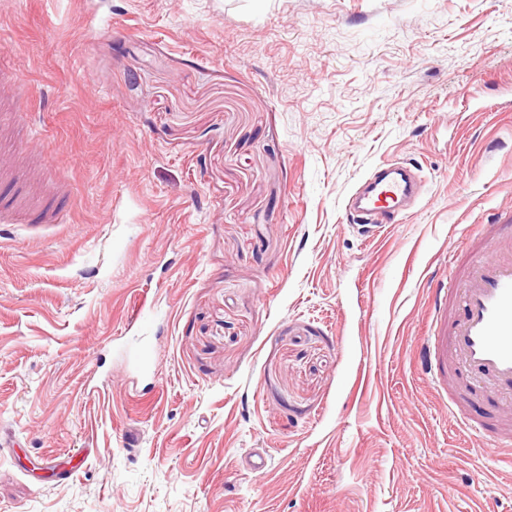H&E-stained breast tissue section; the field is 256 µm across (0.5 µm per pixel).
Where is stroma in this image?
Here are the masks:
<instances>
[{
    "mask_svg": "<svg viewBox=\"0 0 512 512\" xmlns=\"http://www.w3.org/2000/svg\"><path fill=\"white\" fill-rule=\"evenodd\" d=\"M0 53L69 188L0 223V512H512L416 355L512 211V0H0ZM418 165L393 162L374 166L348 194L344 220L351 227L374 233L395 224L406 213L407 201L423 187ZM44 199V198H43ZM43 199L39 202H32L25 187H21L18 193L11 200L6 209L5 215L0 209L1 224H23L21 221L33 209H39L40 224H62L66 216L57 209L44 204Z\"/></svg>",
    "mask_w": 512,
    "mask_h": 512,
    "instance_id": "stroma-1",
    "label": "stroma"
}]
</instances>
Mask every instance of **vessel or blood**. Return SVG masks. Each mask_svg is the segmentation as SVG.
I'll return each instance as SVG.
<instances>
[{
	"mask_svg": "<svg viewBox=\"0 0 512 512\" xmlns=\"http://www.w3.org/2000/svg\"><path fill=\"white\" fill-rule=\"evenodd\" d=\"M16 77L9 62H0V120L12 123ZM423 180L416 164L393 162L374 166L348 194L344 220L364 233L394 224ZM41 223L61 224L64 214L32 202L18 191L1 224H18L31 210ZM432 300L428 334L421 345L424 373L438 389H451L448 408L463 403L491 402L494 422L463 419L465 432L488 436L496 453L512 446V223L485 224L465 260L447 280L430 279Z\"/></svg>",
	"mask_w": 512,
	"mask_h": 512,
	"instance_id": "b4317fda",
	"label": "vessel or blood"
}]
</instances>
